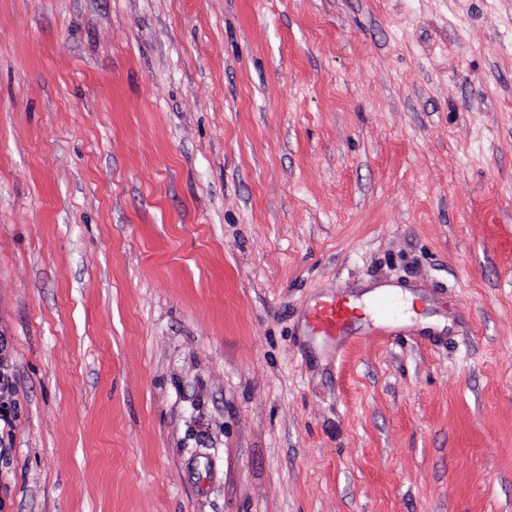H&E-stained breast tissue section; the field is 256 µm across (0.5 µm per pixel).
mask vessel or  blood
Listing matches in <instances>:
<instances>
[{"label":"vessel or blood","instance_id":"1","mask_svg":"<svg viewBox=\"0 0 512 512\" xmlns=\"http://www.w3.org/2000/svg\"><path fill=\"white\" fill-rule=\"evenodd\" d=\"M405 314L404 304L396 294L385 292L361 303L347 292L339 291L309 308L307 327L311 335L340 347L364 319H373L376 331L384 336L390 326L401 325Z\"/></svg>","mask_w":512,"mask_h":512}]
</instances>
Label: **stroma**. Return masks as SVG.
<instances>
[{"instance_id": "35a3bbf8", "label": "stroma", "mask_w": 512, "mask_h": 512, "mask_svg": "<svg viewBox=\"0 0 512 512\" xmlns=\"http://www.w3.org/2000/svg\"><path fill=\"white\" fill-rule=\"evenodd\" d=\"M0 383V512H512V0H0ZM406 315L404 304L396 294L384 292L373 297L368 303H359L345 291H336L315 302L307 312V327L311 336L335 345L338 352L345 344L355 326L365 318L374 320L378 336H391V325L403 326Z\"/></svg>"}]
</instances>
